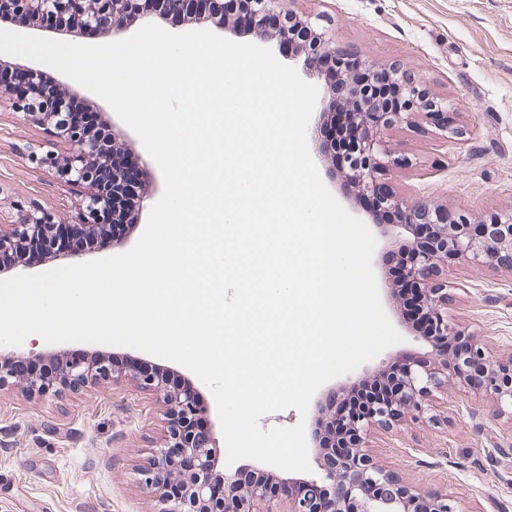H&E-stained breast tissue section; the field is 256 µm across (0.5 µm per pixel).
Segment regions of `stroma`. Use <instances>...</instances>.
Segmentation results:
<instances>
[{
	"label": "stroma",
	"mask_w": 512,
	"mask_h": 512,
	"mask_svg": "<svg viewBox=\"0 0 512 512\" xmlns=\"http://www.w3.org/2000/svg\"><path fill=\"white\" fill-rule=\"evenodd\" d=\"M291 7L317 16L342 50L398 64L447 100L460 132L455 148L423 116L389 131V149L406 161L387 174L398 196L443 203L476 221L512 208V0H293ZM91 108L153 175L129 242L108 250L114 256L139 240L164 179L102 98L92 96ZM66 150L47 130L0 110V210L34 199L71 215L78 189L33 160ZM448 280L450 320L484 338L493 358L512 354V269L461 261ZM428 351L406 332L346 378L355 385L381 364ZM433 404L438 421L372 431L367 452L401 484L449 496L463 512H512V417L495 416L485 397L454 389L435 394ZM165 431L161 398L128 381L48 397L0 388V512H156L140 472Z\"/></svg>",
	"instance_id": "1"
}]
</instances>
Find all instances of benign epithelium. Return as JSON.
Listing matches in <instances>:
<instances>
[{"instance_id": "1", "label": "benign epithelium", "mask_w": 512, "mask_h": 512, "mask_svg": "<svg viewBox=\"0 0 512 512\" xmlns=\"http://www.w3.org/2000/svg\"><path fill=\"white\" fill-rule=\"evenodd\" d=\"M277 0H235L248 15H272L279 19L277 41L290 48L292 59L302 60L303 71L320 73L327 60L343 54L327 30L311 17L274 8ZM178 14L190 26L211 24L224 29V0H0V26H18L72 37L89 32L110 33L122 38L133 28L166 20ZM13 72L9 83L0 79V108L7 107L35 125L47 129L59 142L70 146L60 156L52 151L36 158L57 180L81 189L75 214L58 217L36 202L16 205L12 216L0 214V276L7 277L27 268L24 250L32 239L40 241L49 261L80 260L88 250L61 252L55 249L54 228L82 224L89 243L105 249L111 246L110 224L126 219L132 206L124 194L129 184L146 176L144 166H132L118 157L119 140L112 126L91 131L73 122L72 99L82 92L27 64L0 60V73ZM387 71L408 95L405 112L382 109L355 117L352 145L357 161L339 173L353 183L361 197L378 196L408 212L406 224H382L381 235L413 250V264L406 271L409 285L421 293L428 327L414 330L431 348L428 356L413 359L405 367L380 366L374 381H387L391 397L369 404L347 420L345 431L336 430L341 412L336 405L317 407L311 433L315 458L321 462L322 479L278 476L272 471L225 470L213 452L217 442L215 423L207 434L195 427L206 417L198 389L187 383L169 388L160 374L130 371L112 365L106 355L95 353L82 361H67L63 372L19 379L10 371L19 361L44 360L40 353L0 352V388L22 386L29 393L48 395L61 388H82L99 380L119 382L131 378L141 392L161 394L166 410L164 446L157 449L148 466L141 470L142 484L158 497L157 512H275L272 503L282 479L301 487L286 495L284 512H463L448 496L431 497L398 483L389 471L373 462L363 450L365 436L372 428L391 432L418 421L430 411V396L437 390L453 388L482 395L493 402L495 411L512 414V357L493 360L478 337L448 319V264L464 259L477 265L498 261L512 268V209L473 224L461 214L448 223V206L397 196L386 171L397 164L386 144L387 131L411 125L418 113L432 118L445 132L446 146L456 143V131L448 126V103L433 96L397 65ZM417 224L429 226L425 240L415 238ZM176 482L179 490L168 492ZM221 483L232 495L217 498L215 484Z\"/></svg>"}]
</instances>
